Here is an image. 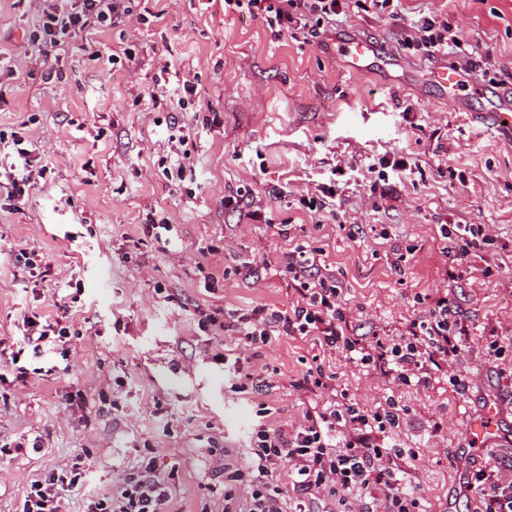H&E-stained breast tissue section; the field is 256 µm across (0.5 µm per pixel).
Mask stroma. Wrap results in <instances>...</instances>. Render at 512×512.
I'll return each instance as SVG.
<instances>
[{
	"label": "stroma",
	"mask_w": 512,
	"mask_h": 512,
	"mask_svg": "<svg viewBox=\"0 0 512 512\" xmlns=\"http://www.w3.org/2000/svg\"><path fill=\"white\" fill-rule=\"evenodd\" d=\"M46 6L0 0V130L22 133L31 157L49 162L20 208L0 211V512H21L32 481L64 469L83 474L62 494L69 512H85L148 448L172 476L165 512H224L217 458L243 460L258 424H293L332 400L334 392L293 386L317 352L310 339L246 351L250 373L271 386L257 395L232 389L237 376L223 353L234 338L201 325L218 307L240 313L261 303L285 314L293 301L271 271L259 288L234 274L207 279L288 244L225 208L240 187L259 196L280 189L277 221L303 226L324 249L362 334L398 333L424 315L426 296L447 294L469 329L456 362L466 391L407 387L338 353L327 363L335 392L372 410L391 399L407 409L391 436L422 449L415 483L430 512H465L456 456L486 407L504 424L494 451L512 454V379L502 375L512 359L487 353L492 339L512 337V267L451 281L436 225H494L498 245L512 251V132L470 116L485 94L512 87V0H402L395 20L353 7L311 44L225 15L222 0H133L132 17L68 38L45 58L29 35ZM146 8L157 18L138 24ZM423 15L448 21L474 51L470 112L452 107L430 75L432 62L454 66L456 55L431 61L402 44ZM357 36L378 49L365 71L336 55ZM121 44L131 57L110 63ZM50 66L62 81L46 79ZM188 82L196 94L183 109ZM174 119L184 143L170 139ZM385 155L417 166L377 206L368 167ZM181 165L176 186L166 172ZM338 166L343 176L332 177ZM331 180L339 217L303 213L294 194ZM154 211L172 227L162 242L142 229ZM381 229L389 242L377 239ZM20 249L50 276L15 265ZM28 317L68 326L64 349L26 350Z\"/></svg>",
	"instance_id": "35a3bbf8"
}]
</instances>
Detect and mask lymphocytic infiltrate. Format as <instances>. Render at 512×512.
Segmentation results:
<instances>
[{
  "instance_id": "lymphocytic-infiltrate-1",
  "label": "lymphocytic infiltrate",
  "mask_w": 512,
  "mask_h": 512,
  "mask_svg": "<svg viewBox=\"0 0 512 512\" xmlns=\"http://www.w3.org/2000/svg\"><path fill=\"white\" fill-rule=\"evenodd\" d=\"M349 0H224L225 13L261 20L275 35L312 42L324 22L345 13ZM124 0H56L43 10L32 33L42 55L60 48L68 37L121 22L130 15ZM406 48L432 57L453 53L471 58L468 44L447 22L424 16L411 22ZM10 144L19 174L10 178L5 204L16 208L28 195L44 167L34 166L19 137L0 132V145ZM438 231L450 241L454 262L470 268L475 261L503 265L502 254H489L495 236L487 224H442ZM278 271L294 292L292 312L281 315L259 304L247 312L208 314L248 349L268 346L280 336L311 338L320 352L296 381L307 390H330L335 374L326 371L322 354L341 353L358 367L372 365L405 386L446 380L454 391L467 381L454 364L466 328L445 296L435 297L425 315L411 320L396 334L366 338L350 330L342 289L330 271L322 248L304 241L280 250L274 257ZM403 419L396 403L367 409L343 400L323 411H306L297 424H259L251 437L246 462L224 463V512H427L413 485V473L422 460L416 448L387 443L382 435L398 428ZM485 459L467 477L474 496L468 512H512V456L500 457L484 449ZM171 491L154 456H142L135 471L120 479L112 495L90 502L87 512H162Z\"/></svg>"
}]
</instances>
